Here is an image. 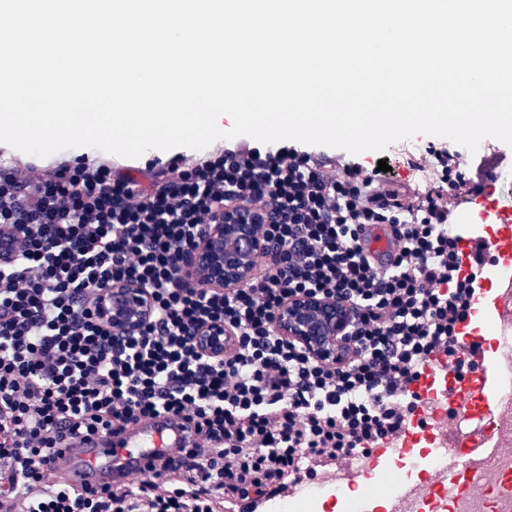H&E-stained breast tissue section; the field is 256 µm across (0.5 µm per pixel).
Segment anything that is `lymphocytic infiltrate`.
Here are the masks:
<instances>
[{
    "mask_svg": "<svg viewBox=\"0 0 512 512\" xmlns=\"http://www.w3.org/2000/svg\"><path fill=\"white\" fill-rule=\"evenodd\" d=\"M433 155L428 189L411 196L377 170L242 138L136 174L82 156L1 165L0 512H223L397 441L425 363L456 356L477 292L448 230L446 193L465 180L456 154ZM238 206L260 214L268 243L254 278L179 287V248ZM370 224L394 240L388 268L362 247ZM116 281L151 298L129 336L94 315ZM302 294L348 310L335 360L277 331L279 307ZM213 322L227 332L220 357L193 341ZM161 414L195 442L123 485L72 484L51 466L57 449Z\"/></svg>",
    "mask_w": 512,
    "mask_h": 512,
    "instance_id": "1",
    "label": "lymphocytic infiltrate"
}]
</instances>
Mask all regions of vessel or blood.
<instances>
[{
    "instance_id": "1",
    "label": "vessel or blood",
    "mask_w": 512,
    "mask_h": 512,
    "mask_svg": "<svg viewBox=\"0 0 512 512\" xmlns=\"http://www.w3.org/2000/svg\"><path fill=\"white\" fill-rule=\"evenodd\" d=\"M476 193L496 195L498 208L475 217L461 210L458 224L470 227L460 243L462 269L472 273L475 266L486 268L481 296L470 315L458 328L457 346L462 369L448 365L443 358L432 359L424 367L420 391L427 403L441 402L473 411L483 418L498 413L497 391L512 371V359L495 345V324L512 318V161L497 153H486L474 169ZM365 249L377 267H385L393 252V242L379 225H370L364 235ZM120 446L111 439L65 450L55 462L76 480L90 485L106 480L125 483L147 467L154 454L165 448L187 443L186 434L172 427L167 416L130 428ZM432 448L448 451V461L437 474L449 496H479L490 483V463L502 455L496 440H468L447 430L427 435Z\"/></svg>"
}]
</instances>
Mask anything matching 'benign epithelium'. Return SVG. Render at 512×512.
Segmentation results:
<instances>
[{
  "label": "benign epithelium",
  "instance_id": "7a95c632",
  "mask_svg": "<svg viewBox=\"0 0 512 512\" xmlns=\"http://www.w3.org/2000/svg\"><path fill=\"white\" fill-rule=\"evenodd\" d=\"M267 242L256 212L249 208H226L213 224L181 249L178 283L184 288H235L251 281L255 258ZM151 311L150 297L136 284L115 282L98 294L94 314L112 327V333L136 332ZM281 335L303 344L319 358L337 353V337L343 335L349 315L343 306L313 296L301 295L286 301L275 315ZM224 324L214 322L193 336L205 353L224 355Z\"/></svg>",
  "mask_w": 512,
  "mask_h": 512
}]
</instances>
